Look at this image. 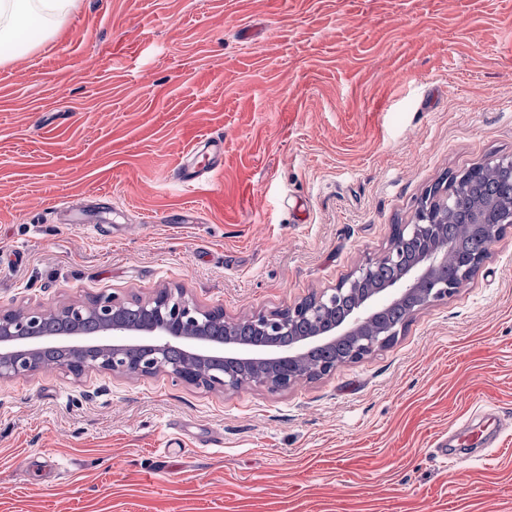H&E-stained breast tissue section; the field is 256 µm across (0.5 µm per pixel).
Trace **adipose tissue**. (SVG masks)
Masks as SVG:
<instances>
[{"label": "adipose tissue", "mask_w": 512, "mask_h": 512, "mask_svg": "<svg viewBox=\"0 0 512 512\" xmlns=\"http://www.w3.org/2000/svg\"><path fill=\"white\" fill-rule=\"evenodd\" d=\"M75 5L76 0H0V60L51 38Z\"/></svg>", "instance_id": "ef3b65f1"}]
</instances>
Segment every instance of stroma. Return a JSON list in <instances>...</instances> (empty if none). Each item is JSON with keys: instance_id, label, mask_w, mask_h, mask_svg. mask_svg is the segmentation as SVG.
I'll list each match as a JSON object with an SVG mask.
<instances>
[{"instance_id": "obj_1", "label": "stroma", "mask_w": 512, "mask_h": 512, "mask_svg": "<svg viewBox=\"0 0 512 512\" xmlns=\"http://www.w3.org/2000/svg\"><path fill=\"white\" fill-rule=\"evenodd\" d=\"M502 157L512 0H77L0 63V311L160 288L283 310ZM492 406L496 446L446 467L438 439ZM0 512H512V226L392 345L285 390L0 380Z\"/></svg>"}]
</instances>
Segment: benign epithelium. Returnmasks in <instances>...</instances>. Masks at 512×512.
<instances>
[{
	"mask_svg": "<svg viewBox=\"0 0 512 512\" xmlns=\"http://www.w3.org/2000/svg\"><path fill=\"white\" fill-rule=\"evenodd\" d=\"M508 213L512 222V201L504 204H477L471 223L465 229H479L494 241L500 239L499 226L488 222L492 209ZM453 209L449 197H443L437 209H418L412 224L395 228L385 259L391 275L372 283L369 265L357 268L345 279L316 296L304 298L288 307V316L257 314L238 321L224 322L225 331L216 336L206 318L217 309H203L185 297L182 291L160 289L136 305L144 310L145 323L130 328L121 315L126 304L110 296L98 297L90 308L64 305L52 312L33 310L16 321L0 312V379L26 376L40 369L50 352H62L65 359L57 368L76 377L88 370L127 376H150L165 372L189 384L195 383L190 369L169 365L166 353L178 347L191 364L205 365L226 358L237 370L214 372L207 377L209 387L233 389L236 379L249 375L272 391L285 390L306 379L301 373L311 352L347 342L348 355L318 369L312 378L333 372L337 366L356 362L375 349L391 343L400 330L374 328L385 310L408 305L411 313L448 298L466 283L465 278L450 281L442 274L447 254L435 245L424 246L448 223ZM71 320L92 316L99 327L94 336L80 329L55 332L50 316ZM249 325L271 337V341L247 345L239 336V327ZM292 333L284 346L274 337Z\"/></svg>",
	"mask_w": 512,
	"mask_h": 512,
	"instance_id": "benign-epithelium-1",
	"label": "benign epithelium"
}]
</instances>
